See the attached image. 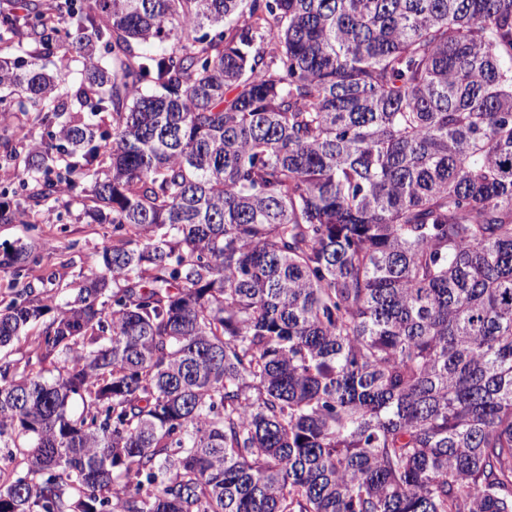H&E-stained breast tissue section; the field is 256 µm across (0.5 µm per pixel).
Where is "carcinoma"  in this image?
Here are the masks:
<instances>
[{"instance_id": "1", "label": "carcinoma", "mask_w": 512, "mask_h": 512, "mask_svg": "<svg viewBox=\"0 0 512 512\" xmlns=\"http://www.w3.org/2000/svg\"><path fill=\"white\" fill-rule=\"evenodd\" d=\"M2 90L0 223L112 245L0 310V512H512V0H29ZM0 138H9L19 151L26 152L43 139V131L22 112H0ZM81 195L78 187L37 208V215L31 219L35 224H0V256L22 243L36 245L42 258L30 265L28 280L41 286L42 278L55 273L54 285L47 287L61 291L62 303L66 285L77 279L80 268L96 259L105 244H112V225L87 224Z\"/></svg>"}]
</instances>
